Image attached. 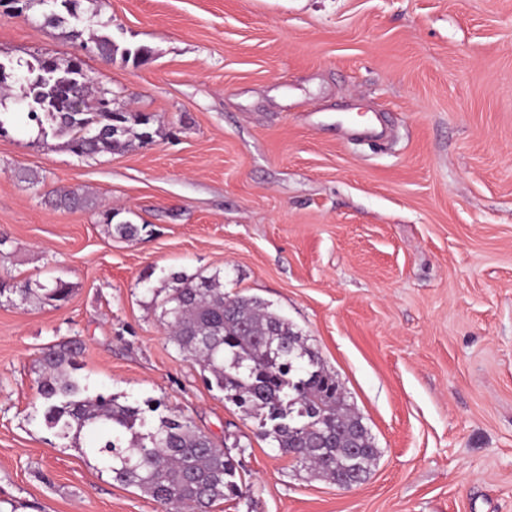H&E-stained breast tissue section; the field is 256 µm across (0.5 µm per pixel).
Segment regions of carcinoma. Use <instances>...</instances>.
I'll list each match as a JSON object with an SVG mask.
<instances>
[{
	"label": "carcinoma",
	"instance_id": "cac0c4a2",
	"mask_svg": "<svg viewBox=\"0 0 512 512\" xmlns=\"http://www.w3.org/2000/svg\"><path fill=\"white\" fill-rule=\"evenodd\" d=\"M96 50L107 61L118 53L136 64L151 59L149 47L120 53L107 36L96 40ZM15 81L25 90L27 105L35 107L28 115L69 134L66 146L78 157L119 152L157 135L149 116L116 105L108 91H92L78 59L65 65L41 59L35 77L18 75ZM52 203L67 210L88 206L75 190L55 191ZM117 215L110 209L101 214L110 234L135 237L138 225L115 224ZM72 291L58 277L36 289H11L24 302L52 306L67 302ZM160 308L170 340L209 373L208 385L259 416L261 434L277 442L295 465L336 485L366 480L378 450L336 375L287 318L257 298L225 294L217 274H172ZM80 350L76 343H65L42 352L40 403L32 418H41L63 439L78 441L85 431L94 435L90 448L112 480L138 488L166 512H210L216 502L243 494L238 463L191 420L160 416L154 424L146 412L157 411L156 405L144 410L90 394L76 375Z\"/></svg>",
	"mask_w": 512,
	"mask_h": 512
}]
</instances>
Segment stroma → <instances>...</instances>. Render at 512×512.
<instances>
[{
	"label": "stroma",
	"instance_id": "obj_1",
	"mask_svg": "<svg viewBox=\"0 0 512 512\" xmlns=\"http://www.w3.org/2000/svg\"><path fill=\"white\" fill-rule=\"evenodd\" d=\"M60 9L0 0V60L80 59L157 134L80 158L0 93V281L73 286L0 303V512H161L31 420L42 352L72 340L92 392L230 449L246 491L212 512H512V0H78L46 24ZM103 34L152 60L103 61ZM175 272L307 336L379 450L364 483L309 476L208 387L160 322ZM4 283H0V297L5 291L19 293L21 302L36 301L40 304H50L52 306H60L70 298L73 288L71 284L62 278H55L47 285H39L38 288L32 289L24 286L23 288H3Z\"/></svg>",
	"mask_w": 512,
	"mask_h": 512
}]
</instances>
